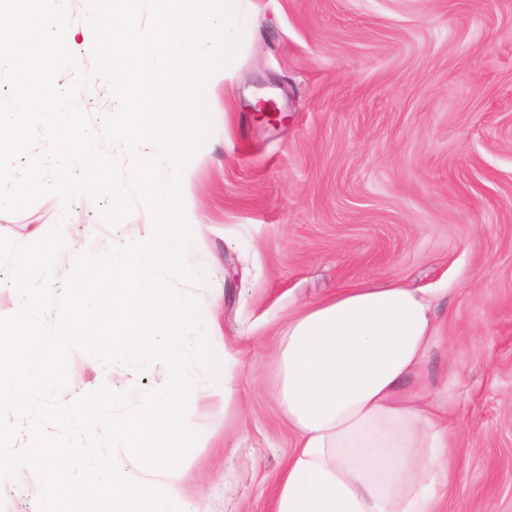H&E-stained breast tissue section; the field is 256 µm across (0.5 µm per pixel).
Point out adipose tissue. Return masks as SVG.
Wrapping results in <instances>:
<instances>
[{"mask_svg": "<svg viewBox=\"0 0 512 512\" xmlns=\"http://www.w3.org/2000/svg\"><path fill=\"white\" fill-rule=\"evenodd\" d=\"M436 306L420 288L362 285L289 319L277 396L298 445L275 512H438L453 464L442 408L405 390Z\"/></svg>", "mask_w": 512, "mask_h": 512, "instance_id": "1", "label": "adipose tissue"}]
</instances>
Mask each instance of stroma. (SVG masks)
<instances>
[{
  "instance_id": "stroma-1",
  "label": "stroma",
  "mask_w": 512,
  "mask_h": 512,
  "mask_svg": "<svg viewBox=\"0 0 512 512\" xmlns=\"http://www.w3.org/2000/svg\"><path fill=\"white\" fill-rule=\"evenodd\" d=\"M251 36L205 88L212 130L189 164L190 286L231 355L223 402L193 365L198 440L178 469L191 512H273L297 446L276 392L288 317L364 283L431 290L439 330L423 384L448 402L442 512H512V0H238ZM78 246L148 238L144 208L44 197L0 212L26 244L57 221ZM166 371L72 352L60 399L140 397ZM29 468L0 512H34Z\"/></svg>"
}]
</instances>
